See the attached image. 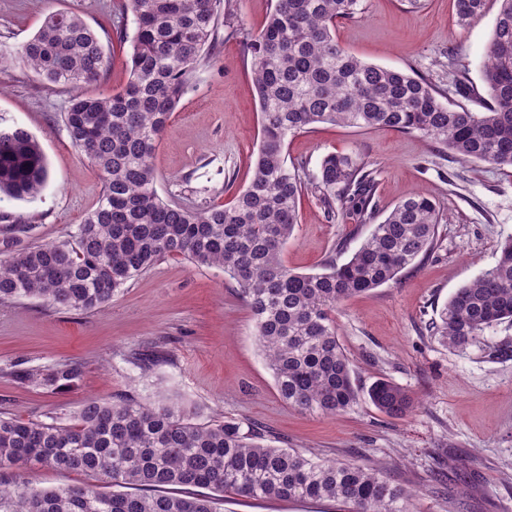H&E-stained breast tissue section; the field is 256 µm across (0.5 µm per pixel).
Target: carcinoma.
Masks as SVG:
<instances>
[{
	"mask_svg": "<svg viewBox=\"0 0 512 512\" xmlns=\"http://www.w3.org/2000/svg\"><path fill=\"white\" fill-rule=\"evenodd\" d=\"M457 23L482 15L486 0H455ZM500 8L486 50L484 111L452 106L428 79L366 62L336 40V23L360 0H276L245 49L261 114L253 175L228 206L162 199L153 155L172 112L218 44L226 0H125L117 39L130 42L126 85L87 95L107 70L104 45L79 16L50 14L17 51L51 84L77 92L64 122L72 143L98 169V205L66 237L0 260V303L33 298L93 311L166 256L224 270L250 307L279 396L302 411L333 416L358 389L333 313L345 299L374 291L415 266L436 243L439 204L418 191L375 222L374 171L356 154L323 156L315 176L331 217L350 211L372 231L343 263L300 273L282 255L307 190L304 165L288 163V138L317 124L418 134L465 162L512 167V0ZM134 31L128 33L127 22ZM448 87L470 98L465 66L448 59ZM37 138L0 128V194L24 199L47 183ZM512 322V236L495 265L459 287L439 312L433 335L464 349L486 329ZM22 383L66 391L81 367L17 369ZM380 412L398 417L412 395L379 379L367 390ZM195 406L155 395L122 402L90 399L61 424L0 416V512H218L224 493L265 499L335 501L344 512H411L413 493L379 470L351 460L324 461L259 442L233 419L202 423ZM37 466L81 472L91 481L40 486Z\"/></svg>",
	"mask_w": 512,
	"mask_h": 512,
	"instance_id": "carcinoma-1",
	"label": "carcinoma"
}]
</instances>
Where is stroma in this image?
I'll list each match as a JSON object with an SVG mask.
<instances>
[{
  "instance_id": "35a3bbf8",
  "label": "stroma",
  "mask_w": 512,
  "mask_h": 512,
  "mask_svg": "<svg viewBox=\"0 0 512 512\" xmlns=\"http://www.w3.org/2000/svg\"><path fill=\"white\" fill-rule=\"evenodd\" d=\"M275 0H232L227 34L197 71L154 156L162 198L229 205L251 178L260 132L258 99L246 38L254 36ZM121 0H0V127L35 134L50 177L31 200L0 198V259L31 244L62 239L93 210L98 172L71 142L64 112L69 86L46 82L15 57L54 12L76 13L98 34L110 57L91 94L121 88L130 46L112 25ZM497 0L467 26L454 0H361L359 14L338 23L341 45L363 60L415 71L448 87V60L467 69L484 92L483 61ZM330 152L370 162L379 215L417 190L439 200L437 242L429 258L391 284L344 301L338 337L360 390L378 379L409 391L403 417L380 413L363 395L351 409L321 416L300 412L278 396L251 311L222 270L165 257L128 281L111 303L91 313L59 310L34 299L0 305V412L24 420L70 422L90 399L119 401L156 391L198 405L202 421L236 419L263 443L318 457L382 468L413 491V512H512V324L487 329L464 350L441 345L428 325L460 286L491 268L512 235V167L469 163L434 149L415 134L330 124L288 140V159L314 178ZM371 231L355 215L328 218L315 190L301 200L300 222L284 251L299 272L321 271L339 242L356 249ZM163 360L141 373L134 353ZM81 366L77 385L56 392L24 384L14 370ZM333 501L253 500L225 495L221 512H337Z\"/></svg>"
}]
</instances>
